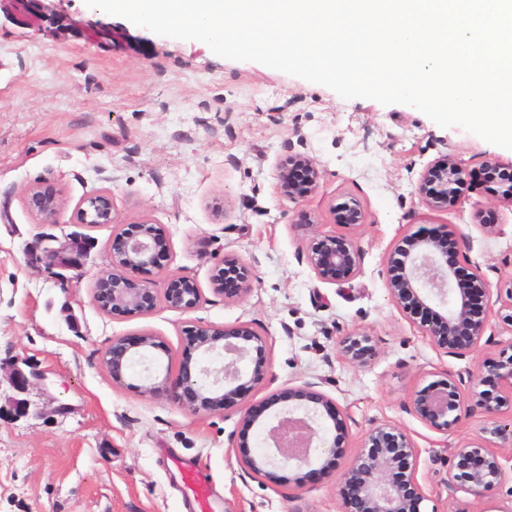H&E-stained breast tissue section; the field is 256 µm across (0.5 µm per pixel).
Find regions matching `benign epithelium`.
I'll list each match as a JSON object with an SVG mask.
<instances>
[{
	"label": "benign epithelium",
	"mask_w": 512,
	"mask_h": 512,
	"mask_svg": "<svg viewBox=\"0 0 512 512\" xmlns=\"http://www.w3.org/2000/svg\"><path fill=\"white\" fill-rule=\"evenodd\" d=\"M305 172L303 182L292 180V167ZM322 172L313 159L298 155L278 168L277 190L288 198L316 193ZM470 172L452 154H446L422 174L420 193L423 204L432 211H442L458 205L464 193L472 189ZM25 202L32 213L45 223H54L66 207L61 191L39 183L24 190ZM334 221L357 227L366 221L365 212L357 201L332 206ZM79 224H114L116 218L112 199L103 191L79 205L75 212ZM166 229L149 219L118 225L112 235L110 251L112 273L97 282L93 301L103 311L114 315L150 312L163 299L175 310L189 311L203 303V297L192 279L168 275L164 288L139 277L152 265L156 254L166 246ZM317 279L323 282H350L361 273L362 249L356 239L336 241L327 237L310 244L303 253ZM464 265L448 266V234L427 230L410 235L404 246L388 255L382 277L391 302L406 318L416 324L433 346L456 358L467 357L483 349L488 318L484 311L470 307L473 296L489 299L491 288L479 263L463 256ZM215 263V291L226 299H242L257 280L252 266L239 262L240 282L232 293L224 288V266ZM497 316L512 328V286L497 292ZM193 345L204 354L224 356L219 367L203 366L198 375L185 363L178 372L166 370L156 381L150 368H145L141 392L157 395L169 386L186 391L204 392L201 405L189 404L192 411H219L224 403L235 399V382L243 374V363L251 350H263L266 339L248 325L222 330L211 325H197L193 330ZM157 347L156 337L142 334L136 341L125 336L112 339V345L102 359L112 376V383L124 384L126 371L145 359V352ZM340 356L356 367H365L377 353L372 336L352 332L339 341ZM495 372L498 382L491 391L475 392L473 376L465 372L445 370L427 389L411 398L408 409L421 423L433 430L444 431L461 419L471 407L481 409L488 425L478 440L448 448V489L463 491L475 500H487L499 494L504 484L503 461L512 460V424L499 416L512 413V356L508 360H485ZM295 405L290 406L288 402ZM271 405L284 404L277 424L267 432L275 451L259 455H244L237 459L242 472L261 483L276 479L275 468L282 464L308 466L322 462L323 470L341 471L340 494L346 504L357 512H420L424 499L415 472L395 477V470L416 457L417 448L399 427L389 423L372 425L364 434L362 451L346 468H340L336 444L329 441L321 424L323 417L334 426L344 423V412L318 383L306 382L298 388L279 387L268 396Z\"/></svg>",
	"instance_id": "obj_1"
}]
</instances>
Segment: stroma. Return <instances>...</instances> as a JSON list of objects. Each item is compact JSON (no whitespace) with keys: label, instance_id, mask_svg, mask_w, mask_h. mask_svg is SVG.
<instances>
[{"label":"stroma","instance_id":"stroma-1","mask_svg":"<svg viewBox=\"0 0 512 512\" xmlns=\"http://www.w3.org/2000/svg\"><path fill=\"white\" fill-rule=\"evenodd\" d=\"M313 158L323 173L318 193L289 199L276 188L279 164ZM452 154L474 173L476 189L458 206L428 210L419 194L425 167ZM512 167V150L459 127L440 128L415 108L371 99L346 100L331 89L253 61L215 55L194 40L156 35L128 20L57 0L39 26L0 10V512H186L181 486L160 465L161 450L195 461L207 478L213 512H346L338 472L317 466L278 468L277 484L243 474L238 454L266 449L275 408L266 390L243 382L224 411L192 413L189 395L141 396V364L113 385L102 357L113 337L149 333L153 373L190 360L220 366L196 350L192 326L251 325L267 347L249 362L276 385L319 383L345 409L341 465L361 450L363 433L390 422L418 453L412 466L422 512H504L512 498L483 503L448 494L445 444H464L485 424L473 410L448 430L427 428L406 405L438 371H467L478 390L497 379L484 358L512 356V332L488 302L482 353L458 359L433 347L392 304L381 271L406 235L446 231L468 237L471 258L492 288L512 285V208L507 184L485 180L487 162ZM43 183L68 205L57 223H42L22 190ZM108 192L118 222L166 225L165 255L148 276H189L204 302L190 312L157 304L117 316L93 301L97 278L111 272L115 226L75 223L86 197ZM355 199L365 224L335 223L332 204ZM313 223H298L300 214ZM501 232L486 235L484 222ZM355 238L362 272L348 283L319 281L301 258L314 235ZM82 248L79 267L47 269L46 250L64 239ZM253 266L258 280L243 299L212 290L215 257ZM360 330L375 337L370 366L343 360L338 344ZM30 381L13 384L15 370ZM27 399L26 416L13 413ZM258 419L242 424L240 404Z\"/></svg>","mask_w":512,"mask_h":512}]
</instances>
